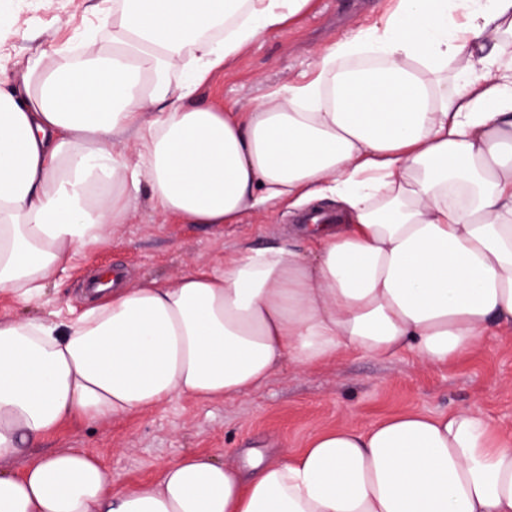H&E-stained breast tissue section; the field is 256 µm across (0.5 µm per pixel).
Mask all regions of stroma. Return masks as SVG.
I'll use <instances>...</instances> for the list:
<instances>
[{"label":"stroma","instance_id":"stroma-1","mask_svg":"<svg viewBox=\"0 0 512 512\" xmlns=\"http://www.w3.org/2000/svg\"><path fill=\"white\" fill-rule=\"evenodd\" d=\"M397 0H313L311 10L256 40L201 91L203 104L248 106L271 91L308 78L315 52L380 25ZM91 27L112 30V0H0V64L13 71L50 45L79 42ZM302 209L280 204L214 229L184 224L141 201L130 223L114 227L109 246L82 254L73 269L48 284L40 303L0 296V316L71 317L89 304L87 281L98 269L121 270L126 285L146 277L176 281L192 268H209L248 247L291 246L311 253L299 229ZM478 406L512 433V334L488 337L470 355L440 367L408 356L386 360L348 353L301 371L284 365L256 395L203 406L183 398L120 420L70 423L47 436L38 453L84 448L99 457L113 491L157 479L163 464L188 453L244 460L256 450L274 459L300 448L313 434L339 426L369 428L403 412L441 413Z\"/></svg>","mask_w":512,"mask_h":512}]
</instances>
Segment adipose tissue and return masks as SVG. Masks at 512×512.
Wrapping results in <instances>:
<instances>
[{"label": "adipose tissue", "instance_id": "obj_1", "mask_svg": "<svg viewBox=\"0 0 512 512\" xmlns=\"http://www.w3.org/2000/svg\"><path fill=\"white\" fill-rule=\"evenodd\" d=\"M310 4L112 0L110 39L0 80V294L40 301L144 192L187 224L328 194L343 213L304 225L308 255L249 248L112 285L73 318H0V512H512V436L478 408L325 429L269 461L187 454L120 493L86 449L23 454L74 418L259 392L285 363L437 367L512 331V0H399L319 49L309 80L198 103Z\"/></svg>", "mask_w": 512, "mask_h": 512}]
</instances>
